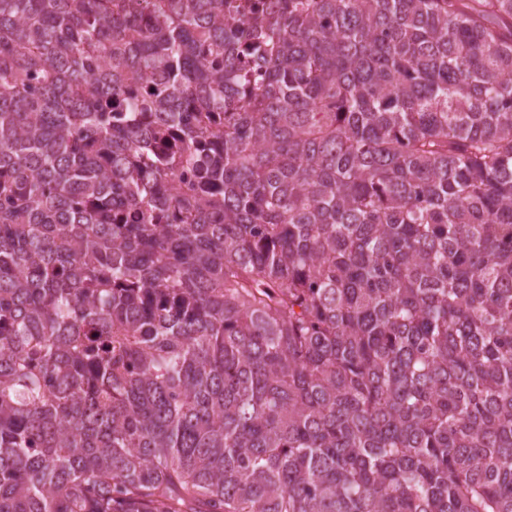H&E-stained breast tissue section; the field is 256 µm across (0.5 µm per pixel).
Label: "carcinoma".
<instances>
[{"instance_id":"cac0c4a2","label":"carcinoma","mask_w":512,"mask_h":512,"mask_svg":"<svg viewBox=\"0 0 512 512\" xmlns=\"http://www.w3.org/2000/svg\"><path fill=\"white\" fill-rule=\"evenodd\" d=\"M0 512H512V0H0Z\"/></svg>"}]
</instances>
